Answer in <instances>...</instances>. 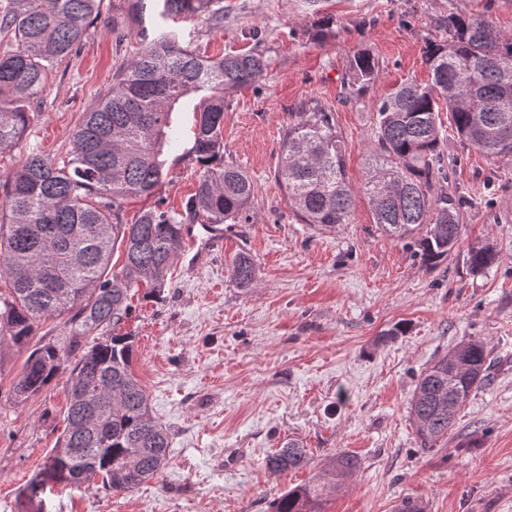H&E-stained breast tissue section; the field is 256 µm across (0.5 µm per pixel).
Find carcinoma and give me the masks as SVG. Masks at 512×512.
Instances as JSON below:
<instances>
[{
  "label": "carcinoma",
  "instance_id": "1",
  "mask_svg": "<svg viewBox=\"0 0 512 512\" xmlns=\"http://www.w3.org/2000/svg\"><path fill=\"white\" fill-rule=\"evenodd\" d=\"M160 16L224 24V0H160ZM102 0H0V152L12 148L30 119L31 102L48 75L88 38ZM445 36L425 47L427 84L405 83L376 103L377 146L362 182L345 172V146L332 113L306 106L281 136V179L306 224H348L356 200L371 206L375 223L399 238L416 231L426 264L448 257L459 243L464 200L433 190V162L443 141L439 103L449 128L491 158L512 157V32L488 16L448 13ZM141 47L84 112L59 157L31 153L0 181V339L31 346L12 397L23 403L68 371L65 429L24 488L28 500L57 485L77 487L95 477L113 493H128L162 472L169 460L167 428L153 414L134 370V340L119 327L130 315L132 291L161 292L184 249L187 222L247 220L254 185L240 167L224 163V94L257 81L269 61L257 51L201 56L172 35L141 33ZM374 59L359 51L349 93L369 87ZM201 95L190 152L199 164L195 192L181 210L149 209L132 224L120 220L122 200L153 194L163 176L164 146L173 142L170 116L182 98ZM122 264L111 265L115 246ZM497 261L490 246L469 262ZM237 286L250 289L255 268L244 252L231 261ZM66 317L67 335L36 337L39 323ZM485 344L462 340L421 374L409 416L424 448L448 436L458 412L488 369ZM79 448L76 454L73 449ZM310 452L287 442L265 458L273 472L300 470ZM359 467L339 453L316 482L274 500L271 512H318L326 489Z\"/></svg>",
  "mask_w": 512,
  "mask_h": 512
}]
</instances>
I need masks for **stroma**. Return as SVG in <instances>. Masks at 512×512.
<instances>
[{
    "instance_id": "obj_1",
    "label": "stroma",
    "mask_w": 512,
    "mask_h": 512,
    "mask_svg": "<svg viewBox=\"0 0 512 512\" xmlns=\"http://www.w3.org/2000/svg\"><path fill=\"white\" fill-rule=\"evenodd\" d=\"M451 11L485 12L512 30V0H224L220 27L153 16L140 23L125 0H103L85 45L49 75L21 138L0 154V175L30 152H66L83 112L137 50L140 27L213 57L258 49L269 67L224 100V161L254 183L248 222L225 225L220 245L203 224L186 225L169 287L139 288L122 326L169 431V463L126 494L95 479L46 495L47 512H270L275 497L315 479L338 453L357 456L360 467L325 495L321 512H394L406 497L428 512H512V158L443 141L439 166L445 189L464 199L463 229L435 267L416 256L415 235L398 239L374 224L365 200L351 223H303L277 176L282 130L315 100L333 113L347 177L359 184L377 143L376 101L402 82H427L425 47L443 37L439 21ZM359 51L378 72L350 97ZM199 103L194 95L176 105L170 121L180 139L163 150L162 181L152 195L123 200L124 223L150 208H180L192 194ZM487 244L496 264L472 271L470 250ZM242 251L256 270L246 292L228 271ZM464 339L485 343L488 379L447 438L422 448L409 401L420 375ZM28 354L0 343V512H24L20 491L64 427L66 374L27 402L10 398ZM291 439L309 449V466L269 472L266 455Z\"/></svg>"
}]
</instances>
